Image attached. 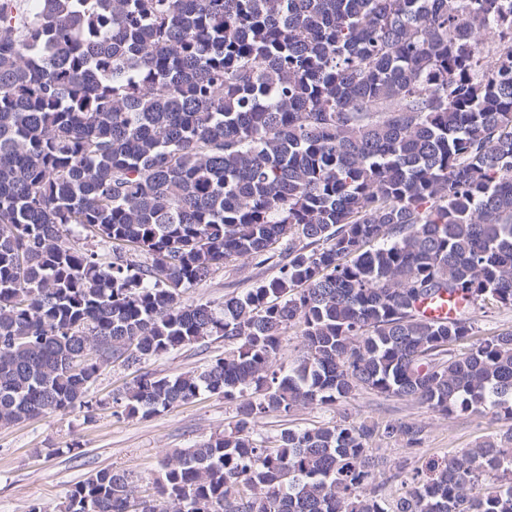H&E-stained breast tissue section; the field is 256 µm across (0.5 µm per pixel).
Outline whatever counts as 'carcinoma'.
I'll use <instances>...</instances> for the list:
<instances>
[{"label": "carcinoma", "instance_id": "carcinoma-1", "mask_svg": "<svg viewBox=\"0 0 512 512\" xmlns=\"http://www.w3.org/2000/svg\"><path fill=\"white\" fill-rule=\"evenodd\" d=\"M241 258L277 275L182 301ZM445 294L456 317L416 311ZM488 305L512 308V0H0V427L92 422L104 365L235 344L112 397L219 395L230 431L152 499L102 469L63 512H512V331L478 336ZM359 389L509 426L414 470L370 452L415 450L412 421L254 437ZM302 349V338L295 327H288L281 336V349L278 355L279 363L288 366Z\"/></svg>", "mask_w": 512, "mask_h": 512}]
</instances>
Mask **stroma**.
I'll return each mask as SVG.
<instances>
[{
    "instance_id": "1",
    "label": "stroma",
    "mask_w": 512,
    "mask_h": 512,
    "mask_svg": "<svg viewBox=\"0 0 512 512\" xmlns=\"http://www.w3.org/2000/svg\"><path fill=\"white\" fill-rule=\"evenodd\" d=\"M276 273L273 264L257 266L241 259L226 264L206 284L189 290L184 299L220 304L225 297L241 294L255 282L270 279ZM232 349V343L213 336L133 367L116 360L101 369L90 395L108 403L143 373L174 376L199 372L215 356L228 354ZM345 415L380 426L396 420L421 424L425 438L418 450L405 452L400 442L383 438L372 443L374 454L406 461L412 469L447 452L471 447L500 427L498 421L488 416L445 417L414 401L378 397L360 389L348 401L332 406L299 408L285 417L270 414L258 420L255 434L266 439L285 426H331ZM235 421V403L205 394L192 403L147 418L116 416L106 406L91 422L74 411L2 427L0 512H29L30 505L36 502L45 512H59L75 483L104 468L130 474L139 495L152 496L168 456L230 430Z\"/></svg>"
}]
</instances>
